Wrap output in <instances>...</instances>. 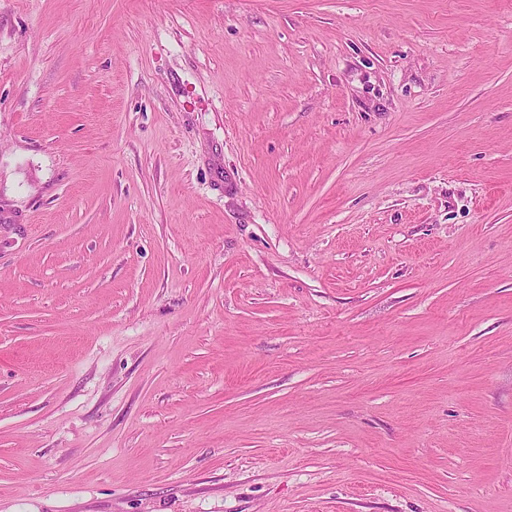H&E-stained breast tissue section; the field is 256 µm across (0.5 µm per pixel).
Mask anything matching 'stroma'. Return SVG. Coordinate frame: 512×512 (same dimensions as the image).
<instances>
[{
    "instance_id": "35a3bbf8",
    "label": "stroma",
    "mask_w": 512,
    "mask_h": 512,
    "mask_svg": "<svg viewBox=\"0 0 512 512\" xmlns=\"http://www.w3.org/2000/svg\"><path fill=\"white\" fill-rule=\"evenodd\" d=\"M0 512H512V0H0Z\"/></svg>"
}]
</instances>
